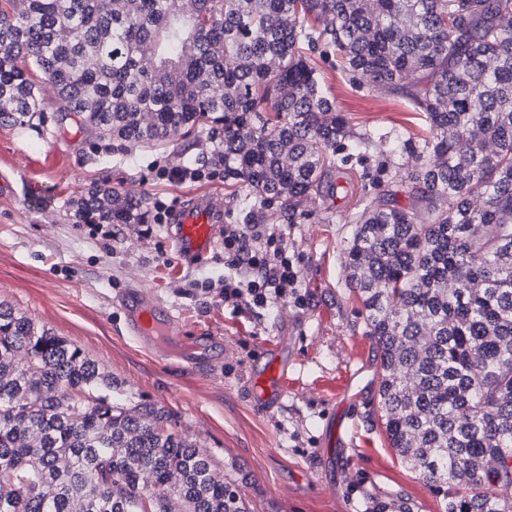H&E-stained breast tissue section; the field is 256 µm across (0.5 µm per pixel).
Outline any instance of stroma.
<instances>
[{
	"instance_id": "stroma-1",
	"label": "stroma",
	"mask_w": 512,
	"mask_h": 512,
	"mask_svg": "<svg viewBox=\"0 0 512 512\" xmlns=\"http://www.w3.org/2000/svg\"><path fill=\"white\" fill-rule=\"evenodd\" d=\"M319 68L341 112L357 129H405L420 122L402 96L341 80L329 59ZM205 137L167 147L120 149L92 142L75 123L47 118L42 133L0 128V301L67 338L119 385L132 402L147 400L174 414L179 434L196 442L215 466L230 471L251 512H365L373 497L408 501L415 512H438L435 496L389 448L373 413L376 360L364 325L346 296L343 247L352 226L343 201L304 199V218L282 227V245L300 269L302 304L282 302L239 314L219 298L224 250L193 263L175 247L169 225L138 236L125 224H77L69 202L95 184L163 201L180 212L211 194L222 196L218 224L242 223L244 193L224 170L176 185L163 170L211 158ZM43 192L29 196L30 183ZM210 292L186 294L187 277ZM140 284L178 317L183 336L214 338L209 363L193 368L159 358L125 329L124 292ZM293 352L288 394L271 410L248 395L253 369L269 350ZM348 425L347 449L326 465L335 445L332 420ZM326 469L327 483L317 472Z\"/></svg>"
}]
</instances>
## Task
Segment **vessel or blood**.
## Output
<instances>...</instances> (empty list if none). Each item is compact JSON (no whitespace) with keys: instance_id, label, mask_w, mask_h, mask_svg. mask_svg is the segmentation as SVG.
I'll return each mask as SVG.
<instances>
[{"instance_id":"1","label":"vessel or blood","mask_w":512,"mask_h":512,"mask_svg":"<svg viewBox=\"0 0 512 512\" xmlns=\"http://www.w3.org/2000/svg\"><path fill=\"white\" fill-rule=\"evenodd\" d=\"M222 210V201L208 198L181 213L174 233L178 251L191 260L208 257L217 246L215 221ZM123 308L127 327L142 347L163 357L179 351L190 357H206L211 337L200 335L192 343H184L175 316L146 290L129 289L123 298ZM287 371V360L275 355L255 373L251 392L257 405L272 409L281 403L287 394Z\"/></svg>"}]
</instances>
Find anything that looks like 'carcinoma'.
<instances>
[{
    "label": "carcinoma",
    "mask_w": 512,
    "mask_h": 512,
    "mask_svg": "<svg viewBox=\"0 0 512 512\" xmlns=\"http://www.w3.org/2000/svg\"><path fill=\"white\" fill-rule=\"evenodd\" d=\"M400 91L424 134L357 132L312 53ZM151 56L143 63L144 53ZM99 141L206 133L252 221L343 199L348 298L379 365L374 413L440 512H512V0H0V126L45 122L40 84ZM416 164L406 166V159ZM420 204L398 203V191ZM78 224H143L142 195L95 185ZM250 512L236 480L78 346L0 301V512ZM371 512H410L372 500Z\"/></svg>",
    "instance_id": "cac0c4a2"
}]
</instances>
